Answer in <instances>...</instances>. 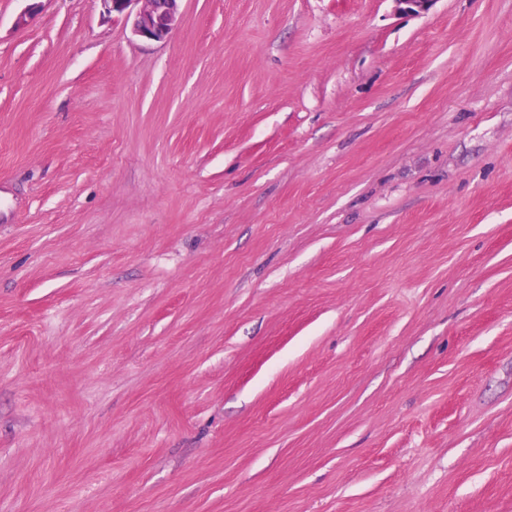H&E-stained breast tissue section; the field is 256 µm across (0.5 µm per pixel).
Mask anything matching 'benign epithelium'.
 <instances>
[{
	"label": "benign epithelium",
	"instance_id": "benign-epithelium-1",
	"mask_svg": "<svg viewBox=\"0 0 512 512\" xmlns=\"http://www.w3.org/2000/svg\"><path fill=\"white\" fill-rule=\"evenodd\" d=\"M105 18L122 16L132 20L133 32L145 41L162 42L180 22V0H99ZM405 13L424 14L435 0H394Z\"/></svg>",
	"mask_w": 512,
	"mask_h": 512
}]
</instances>
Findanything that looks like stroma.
Listing matches in <instances>:
<instances>
[{"mask_svg": "<svg viewBox=\"0 0 512 512\" xmlns=\"http://www.w3.org/2000/svg\"><path fill=\"white\" fill-rule=\"evenodd\" d=\"M0 0V512H512V0ZM182 0H99L104 18H132L136 36L145 41L162 42L180 22L178 2ZM141 3L142 6L138 7Z\"/></svg>", "mask_w": 512, "mask_h": 512, "instance_id": "obj_1", "label": "stroma"}]
</instances>
